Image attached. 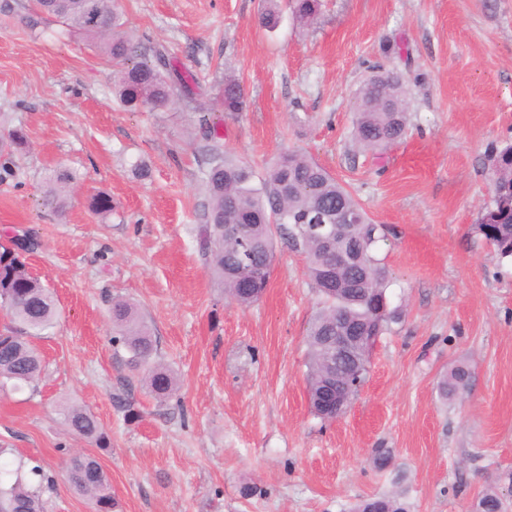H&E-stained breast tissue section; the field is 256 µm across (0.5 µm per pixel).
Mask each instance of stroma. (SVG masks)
Instances as JSON below:
<instances>
[{
  "mask_svg": "<svg viewBox=\"0 0 512 512\" xmlns=\"http://www.w3.org/2000/svg\"><path fill=\"white\" fill-rule=\"evenodd\" d=\"M29 5L0 0V127L28 141L0 158V235L35 233L28 263L60 317L36 341V388L0 391V445L53 476L45 512H94L64 477L75 447L107 472L117 512H350L393 490L415 512H471L512 471V258L478 229L492 159L512 144V0H319L312 26L287 10L273 33L258 24L263 0H119L139 42L165 46L199 81L195 102L141 112L113 99L112 66L88 39L53 22L31 33ZM228 69L244 88L238 112L220 104ZM379 69L405 79L408 129L374 153L355 144L353 103ZM214 145L259 173L304 152L389 228L377 256L403 317L336 421L307 398L319 296L303 253L277 243L269 286L244 309L198 250ZM56 168L80 175L62 219L41 204ZM100 192L112 199L104 216L89 208ZM118 295L175 374L166 403L112 342ZM460 361L472 389L442 404L437 383ZM64 399L95 415L111 448L67 434ZM378 448L392 451L383 471Z\"/></svg>",
  "mask_w": 512,
  "mask_h": 512,
  "instance_id": "1",
  "label": "stroma"
}]
</instances>
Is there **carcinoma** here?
I'll return each instance as SVG.
<instances>
[{
	"label": "carcinoma",
	"mask_w": 512,
	"mask_h": 512,
	"mask_svg": "<svg viewBox=\"0 0 512 512\" xmlns=\"http://www.w3.org/2000/svg\"><path fill=\"white\" fill-rule=\"evenodd\" d=\"M318 0H292V10L303 23L313 21ZM29 25L35 29L43 17L61 25L60 34L79 32L93 47L112 61V89L117 101L129 111L165 106L194 94L193 74L174 69L165 49L153 47L147 57L138 58L140 43L125 29L114 0H32ZM281 22L279 0H266L259 23L269 31ZM226 112L242 110L244 93L239 78L224 75L220 97ZM356 143L365 150L381 151L401 140L407 129L408 93L399 76L366 86L355 103ZM26 136L19 129L0 131V156L11 157L25 148ZM500 187L508 191L506 202H493L481 217L479 231L502 257H512V145L493 158ZM77 177L66 169H53L46 178V204L59 215L66 209V195ZM203 186L208 205L205 223L197 233L199 250L209 272L224 285V294L241 307L262 298L269 282L255 293L240 288L239 278L256 266L272 264L275 236L291 241L306 257L307 275L321 296V306L307 332V394L312 411L327 420L317 400L330 379L325 344L334 335L336 316L362 330L380 328L401 318L391 307L385 266L375 256L383 227L373 223L359 202L325 168L298 150L282 153L264 174L215 146L204 161ZM324 209L344 214L351 223L341 225L336 246L356 252V261L338 265L332 271V285L325 283L330 255L317 235L307 230L304 216ZM37 245L30 233L22 239L0 244V308L11 324L0 331V387L12 383L21 388L35 383L43 362L32 338L55 324L58 309L49 288L30 271L24 254ZM112 341L127 352L126 365L143 375L149 393L162 404L176 389L173 371L157 359V339L132 304L112 299ZM473 375L463 363L454 366L438 384V395L452 401L470 390ZM62 424L72 435L107 449L112 440L97 418L85 407L63 400L59 405ZM67 480L78 494L87 496L95 512H116L118 503L111 493L108 476L98 459L75 453L65 464ZM53 479L38 466L15 468L0 464V512H44L42 495L52 489ZM512 487V472L489 483L477 498L473 512H509L503 493ZM353 512H410L397 493L361 498Z\"/></svg>",
	"instance_id": "1"
}]
</instances>
